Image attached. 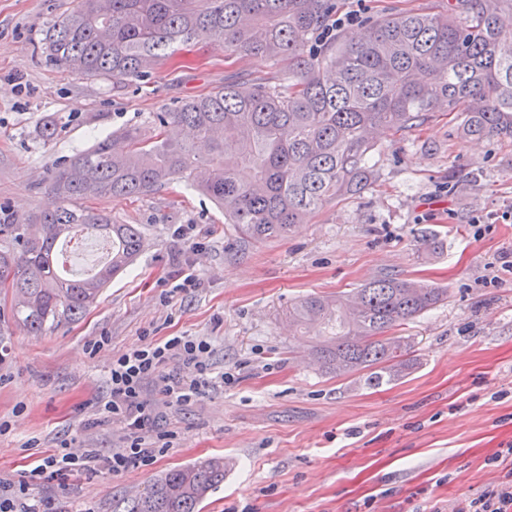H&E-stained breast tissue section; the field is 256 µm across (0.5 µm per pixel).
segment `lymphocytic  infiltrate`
<instances>
[{
	"instance_id": "obj_1",
	"label": "lymphocytic infiltrate",
	"mask_w": 512,
	"mask_h": 512,
	"mask_svg": "<svg viewBox=\"0 0 512 512\" xmlns=\"http://www.w3.org/2000/svg\"><path fill=\"white\" fill-rule=\"evenodd\" d=\"M211 343L204 336H169L144 340L140 345L113 356L109 370L110 393L100 406L103 418L122 424L126 444L113 449L107 467L119 475L153 464L162 449L151 433L156 419L155 403L148 397V385L171 404L184 405L215 384L209 364ZM178 373H168L170 363ZM98 457L91 451H74L70 442L45 451L40 464L27 479L18 483L0 481V512H49V503L32 492L43 481L67 474L94 470Z\"/></svg>"
}]
</instances>
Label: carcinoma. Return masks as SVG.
Segmentation results:
<instances>
[{
    "mask_svg": "<svg viewBox=\"0 0 512 512\" xmlns=\"http://www.w3.org/2000/svg\"><path fill=\"white\" fill-rule=\"evenodd\" d=\"M335 15L336 0H81L57 21L45 50L63 73L136 83L192 40L284 57L288 72L276 85L226 83L60 160L51 208L22 216L0 208V288L12 295L0 319L35 335L75 321L139 254V227L88 199L139 197L185 179L224 209V223L263 242L369 189L376 131L416 130L443 110L463 138L512 139V0H448L446 12L378 17L365 42L343 32L309 51ZM79 226L112 238V261L68 280L53 266V247ZM447 300L445 288L385 273L348 297L302 298L288 318L315 332L322 367L359 373L372 388L409 370L410 337L389 332ZM223 483L221 459L181 466L123 512H199Z\"/></svg>",
    "mask_w": 512,
    "mask_h": 512,
    "instance_id": "cac0c4a2",
    "label": "carcinoma"
}]
</instances>
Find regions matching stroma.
<instances>
[{
    "label": "stroma",
    "instance_id": "stroma-1",
    "mask_svg": "<svg viewBox=\"0 0 512 512\" xmlns=\"http://www.w3.org/2000/svg\"><path fill=\"white\" fill-rule=\"evenodd\" d=\"M448 0H336L359 10L353 36L376 16L438 13ZM79 0H0V205L25 215L51 201L57 160L99 136L231 81L274 83L286 61H260L196 41L148 82L114 84L46 60L45 32ZM58 121L43 142V117ZM375 181L332 202L286 237L257 243L186 182L136 199H98L138 225L140 256L78 320L40 336L14 323L0 338V479L18 481L60 442L99 458L122 446L117 423H95L115 353L143 338L204 336L223 384L197 401L159 404L174 446L119 476L97 468L35 489L58 512H113L167 471L221 458L224 483L200 512H451L512 473V272L486 277L512 252V141L464 142L439 113L421 131L384 133ZM198 285L173 287L181 272ZM420 278L446 303L397 327L412 339L411 369L370 388L327 373L289 307L348 294L381 273Z\"/></svg>",
    "mask_w": 512,
    "mask_h": 512
}]
</instances>
